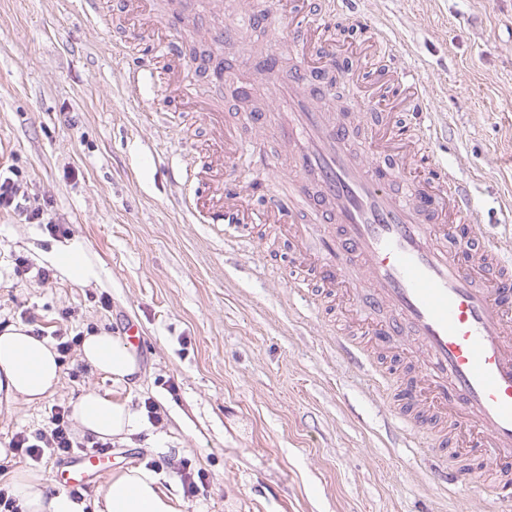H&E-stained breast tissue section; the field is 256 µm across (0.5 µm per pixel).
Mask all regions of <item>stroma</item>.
<instances>
[{"label":"stroma","instance_id":"stroma-1","mask_svg":"<svg viewBox=\"0 0 512 512\" xmlns=\"http://www.w3.org/2000/svg\"><path fill=\"white\" fill-rule=\"evenodd\" d=\"M311 2L337 44L370 26L408 43L391 65L413 75L445 130L410 179L448 163L476 173L482 225L511 229L512 0H361L354 13ZM100 7L101 25L80 0H0V136L11 142L8 166L44 210L37 223L0 209V322L32 323L48 340L59 329L119 337L125 323L138 325L141 384L120 395L136 409L154 403L159 418L113 443V469L145 465L173 481L183 467L203 470L204 487L182 498L181 512H493L487 490L429 479L424 449L410 447L390 416L409 358L383 351L381 394L370 372L337 353L339 329L367 330L342 301L325 308L291 290L299 259L278 225L244 224L240 241H228L223 225L190 222L174 206V168L197 164L217 129L185 120L165 98L163 81L179 64L155 58L152 34L133 30L125 0ZM208 28L204 18L191 28L183 64L221 106L226 90L199 55ZM145 62L154 80L130 92L127 72ZM240 135L254 164L225 160V179L264 196L287 191L277 144L247 125ZM69 245L84 250L96 278L79 284L55 268L52 250ZM19 258L53 278L17 281ZM62 365L43 402L0 404L1 445L42 429L54 406L73 407L84 391L112 392L79 348ZM67 463L16 452L0 460V476L25 467L56 491Z\"/></svg>","mask_w":512,"mask_h":512}]
</instances>
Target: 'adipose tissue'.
Returning a JSON list of instances; mask_svg holds the SVG:
<instances>
[{"label": "adipose tissue", "mask_w": 512, "mask_h": 512, "mask_svg": "<svg viewBox=\"0 0 512 512\" xmlns=\"http://www.w3.org/2000/svg\"><path fill=\"white\" fill-rule=\"evenodd\" d=\"M81 354L85 363L113 382L134 386L138 364L118 337L107 332L87 335ZM61 374L52 343L20 323L0 326V395L6 402H41L54 392ZM72 418L84 433L102 440L125 442L144 427L141 412L128 401L91 390L79 396ZM163 482L161 473L143 466L117 470L97 488L94 512H180L178 496ZM9 489L25 512H82L80 502L64 491L49 492L42 476L32 471H15Z\"/></svg>", "instance_id": "ef3b65f1"}]
</instances>
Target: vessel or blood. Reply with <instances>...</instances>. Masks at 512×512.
I'll return each instance as SVG.
<instances>
[{
    "mask_svg": "<svg viewBox=\"0 0 512 512\" xmlns=\"http://www.w3.org/2000/svg\"><path fill=\"white\" fill-rule=\"evenodd\" d=\"M250 13L246 27L255 35L287 27L285 47L304 63L285 82L266 71L261 79L237 85L251 96L271 91L273 111L254 115L253 122L278 137L282 167L299 188L269 196L263 210H253L250 194L225 180V152L215 150L207 192L194 190L192 174L184 173L178 208L193 217L206 211L231 224L287 225L297 244L311 246L306 266L311 276L295 280L296 288L314 287L317 298L330 303L337 289L357 285L363 316L389 312L380 335L407 341L437 397L433 404L406 398L395 410L398 425L438 460L435 478L453 475L486 486L502 512H512V256L496 233L479 226L474 177L443 166L435 183L419 181L390 191L387 179L415 168L439 135L423 92L408 84L407 97L370 122L361 115L349 122L324 111L306 86L315 82L325 93L334 91L325 75L337 62L326 18L307 12L305 0H287L267 14L255 5ZM131 17L139 29L154 34L157 54L182 57L183 44L167 20L143 0H133ZM407 113L417 120L411 133L400 130ZM367 124L372 127L368 162L349 144L354 128ZM336 350L356 366L372 363L364 341L340 336ZM471 427L481 434L476 454L490 460L474 470L449 472L448 450L457 432ZM107 470L106 455L88 450L61 484L83 487Z\"/></svg>",
    "mask_w": 512,
    "mask_h": 512,
    "instance_id": "1",
    "label": "vessel or blood"
}]
</instances>
